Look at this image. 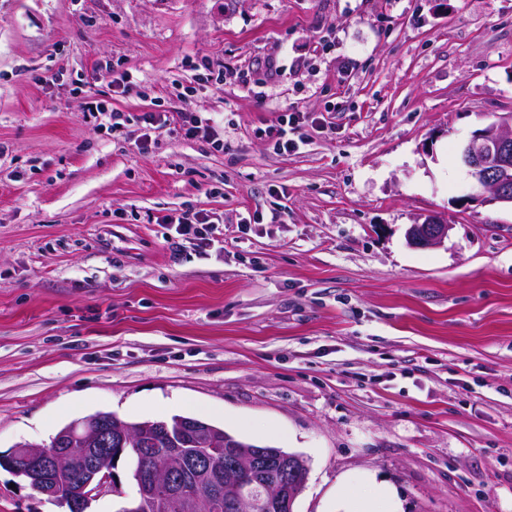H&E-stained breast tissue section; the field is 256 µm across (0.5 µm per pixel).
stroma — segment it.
I'll return each instance as SVG.
<instances>
[{
	"mask_svg": "<svg viewBox=\"0 0 512 512\" xmlns=\"http://www.w3.org/2000/svg\"><path fill=\"white\" fill-rule=\"evenodd\" d=\"M227 63L264 98L199 85ZM181 85L223 151L143 154L79 108L177 112ZM287 110L321 124L282 155ZM502 112L512 0H0V452L194 416L304 456L293 512L366 470L403 512H512V207L457 159ZM191 206L223 248H169ZM426 214L453 229L412 248ZM0 512L60 508L0 469ZM308 113L293 111L285 112L280 116L278 125L270 129L269 134L274 138V149L280 154H288L294 152L298 147V143L294 139L288 138V127L295 129L291 125L301 126L308 121Z\"/></svg>",
	"mask_w": 512,
	"mask_h": 512,
	"instance_id": "stroma-1",
	"label": "stroma"
}]
</instances>
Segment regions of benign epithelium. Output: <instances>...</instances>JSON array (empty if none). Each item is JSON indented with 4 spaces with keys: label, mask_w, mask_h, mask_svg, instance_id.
Listing matches in <instances>:
<instances>
[{
    "label": "benign epithelium",
    "mask_w": 512,
    "mask_h": 512,
    "mask_svg": "<svg viewBox=\"0 0 512 512\" xmlns=\"http://www.w3.org/2000/svg\"><path fill=\"white\" fill-rule=\"evenodd\" d=\"M459 159L477 189L492 201L512 205V112L497 114L473 131ZM451 229L448 221L428 215L409 226L406 239L415 248L439 247L448 240ZM140 432L141 428L110 417L90 415L64 428L50 449L29 443L15 445L10 460L27 463L21 473L33 490L67 505L69 512H81L92 498L118 485L110 452L112 442L132 444ZM77 444L90 446L88 460L79 474L77 489L62 493L58 476L68 466V451ZM225 445L224 485L236 490L234 512H253V486L263 491L264 502L274 512H292L291 504L304 484L305 463L275 448L228 441ZM190 472L199 477V485H208L210 465L181 454L177 448L163 449L139 474L140 497L131 512H168L171 500L180 497L183 479ZM212 501L213 493L198 491L184 507L188 512H210Z\"/></svg>",
    "instance_id": "7a95c632"
}]
</instances>
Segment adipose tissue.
Here are the masks:
<instances>
[{
  "label": "adipose tissue",
  "instance_id": "1",
  "mask_svg": "<svg viewBox=\"0 0 512 512\" xmlns=\"http://www.w3.org/2000/svg\"><path fill=\"white\" fill-rule=\"evenodd\" d=\"M359 491H351L350 478L336 481V489L329 496L335 512H402V503L396 487L378 479L374 473H363L358 482Z\"/></svg>",
  "mask_w": 512,
  "mask_h": 512
}]
</instances>
